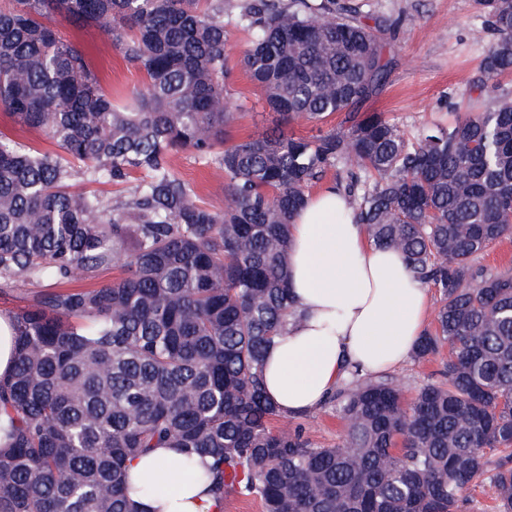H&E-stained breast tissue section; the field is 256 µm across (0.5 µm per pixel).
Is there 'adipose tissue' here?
I'll list each match as a JSON object with an SVG mask.
<instances>
[{"instance_id":"1","label":"adipose tissue","mask_w":512,"mask_h":512,"mask_svg":"<svg viewBox=\"0 0 512 512\" xmlns=\"http://www.w3.org/2000/svg\"><path fill=\"white\" fill-rule=\"evenodd\" d=\"M288 284L296 317L265 353L264 387L284 416L322 407L351 372L385 374L401 366L423 334L430 297L402 254L374 244L351 200L335 186L312 194L289 229ZM208 459L186 463L158 448L129 465L137 512H213L201 474Z\"/></svg>"}]
</instances>
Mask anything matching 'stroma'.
I'll list each match as a JSON object with an SVG mask.
<instances>
[{
  "instance_id": "1",
  "label": "stroma",
  "mask_w": 512,
  "mask_h": 512,
  "mask_svg": "<svg viewBox=\"0 0 512 512\" xmlns=\"http://www.w3.org/2000/svg\"><path fill=\"white\" fill-rule=\"evenodd\" d=\"M243 0H225L224 24L228 31L227 54L235 79L226 102L237 119L229 129L238 142L271 130L277 121L257 88L239 67L250 39L236 16ZM361 15L392 23L387 55L393 67L383 91L366 109L380 112L414 139L436 122L454 123L460 114L463 95L489 100L512 93V81L491 88L483 85L479 69L485 48L492 39L484 13L476 0H353ZM55 25L66 37L79 41L97 70L103 90L118 101H126L131 90L146 83L137 65L125 61L111 40L97 26H76L64 19ZM175 172L191 183L200 199L220 207L224 204V181L213 168L203 165L189 150L175 152ZM442 356L410 360L393 371L392 378L404 398H412L418 386L440 378ZM307 436L321 446L339 442L344 425L336 411L321 408L302 416Z\"/></svg>"
}]
</instances>
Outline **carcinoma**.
I'll use <instances>...</instances> for the list:
<instances>
[{
    "mask_svg": "<svg viewBox=\"0 0 512 512\" xmlns=\"http://www.w3.org/2000/svg\"><path fill=\"white\" fill-rule=\"evenodd\" d=\"M0 7V108L55 150L0 132V293L38 286L11 315L16 366L0 377V512H137L129 462L153 448L208 455L216 498L264 512H463L487 484L512 512V273L476 263L512 238V96L412 142L362 106L387 83L381 24L343 0H247L241 58L283 124L232 142L224 0H10ZM496 38L485 80L512 75V0H477ZM93 23L147 83L103 91L83 47L53 25ZM188 148L224 175V206L174 172ZM337 181L376 243L439 292L412 358L448 348L444 380L404 400L355 377L326 405L334 447L280 416L266 350L295 316L288 226ZM138 182L112 205L73 182ZM112 267L123 276L72 288Z\"/></svg>",
    "mask_w": 512,
    "mask_h": 512,
    "instance_id": "cac0c4a2",
    "label": "carcinoma"
}]
</instances>
